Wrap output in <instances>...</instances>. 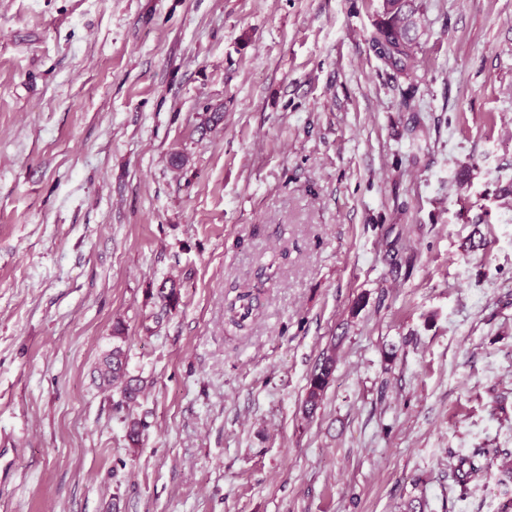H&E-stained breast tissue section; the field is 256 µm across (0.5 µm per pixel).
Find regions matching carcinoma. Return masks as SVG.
Returning a JSON list of instances; mask_svg holds the SVG:
<instances>
[{"mask_svg": "<svg viewBox=\"0 0 512 512\" xmlns=\"http://www.w3.org/2000/svg\"><path fill=\"white\" fill-rule=\"evenodd\" d=\"M420 26V12L415 0H382L379 19L374 25L369 42L375 54L393 72V78H407L414 73L419 49L417 31ZM256 296L248 289L237 295L229 304V323L242 328L243 322L255 307ZM336 368V349L323 353L322 360L310 375L304 412L308 415L320 406L324 391ZM104 384L121 390L129 401L137 399L141 392L138 380L127 375L126 357L121 347L112 348V354L105 359L100 369ZM502 458L510 463L504 475L512 482V451L499 448H477L468 456H461L455 465L456 475L467 483L474 475L493 465Z\"/></svg>", "mask_w": 512, "mask_h": 512, "instance_id": "1", "label": "carcinoma"}]
</instances>
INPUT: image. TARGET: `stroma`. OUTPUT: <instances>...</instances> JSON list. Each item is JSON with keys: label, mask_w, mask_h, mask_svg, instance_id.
<instances>
[{"label": "stroma", "mask_w": 512, "mask_h": 512, "mask_svg": "<svg viewBox=\"0 0 512 512\" xmlns=\"http://www.w3.org/2000/svg\"><path fill=\"white\" fill-rule=\"evenodd\" d=\"M417 2L405 80L381 0H0V512H497L512 0ZM415 1L382 0L379 19L369 38L373 51L396 79L414 73L421 21ZM254 300H256V296H254L253 291L249 288L246 291L240 292L235 300L230 302L228 307L231 314L229 323L232 326L239 329L244 326L243 322L248 318L255 307ZM237 303H239L238 307ZM100 375L103 384L120 388L124 398L128 401L136 400L141 392L138 380L127 375L126 357L120 346L112 348V354L105 359L100 369ZM336 368V348L323 353L322 360L310 375L306 397L303 403L304 412L313 414L320 406L324 391ZM499 457L506 460V464L510 462V466H508L509 464L506 465L507 467L502 472H504L508 481L512 482V451L501 450L499 448H477L468 456L458 457L454 471L459 477V480L462 481L461 484L464 485L474 475L492 466L494 460H497Z\"/></svg>", "instance_id": "stroma-1"}]
</instances>
